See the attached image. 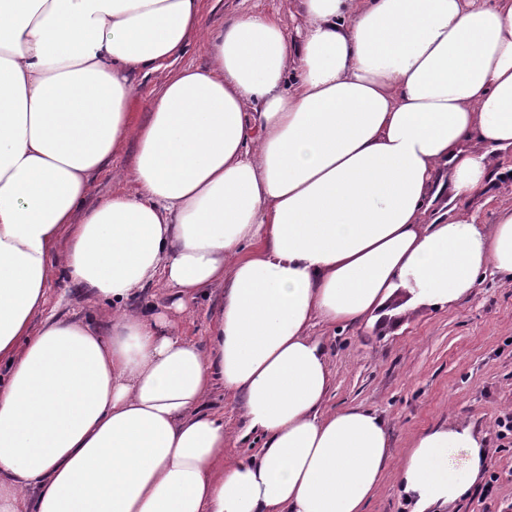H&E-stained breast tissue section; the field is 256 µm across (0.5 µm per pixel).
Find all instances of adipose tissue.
Masks as SVG:
<instances>
[{"instance_id":"1","label":"adipose tissue","mask_w":512,"mask_h":512,"mask_svg":"<svg viewBox=\"0 0 512 512\" xmlns=\"http://www.w3.org/2000/svg\"><path fill=\"white\" fill-rule=\"evenodd\" d=\"M296 7L292 41L267 13L204 28L200 0H0V512H365L387 426L322 414L309 329L393 324L512 275V208L423 221L512 148V0ZM194 36L210 64L172 72L135 122V74ZM130 139L137 193L87 205ZM55 275L111 317L32 331ZM159 281L178 310L223 284L206 344L131 309ZM217 388L242 396L259 453L225 460ZM487 453L471 425L425 429L399 490L454 507Z\"/></svg>"}]
</instances>
